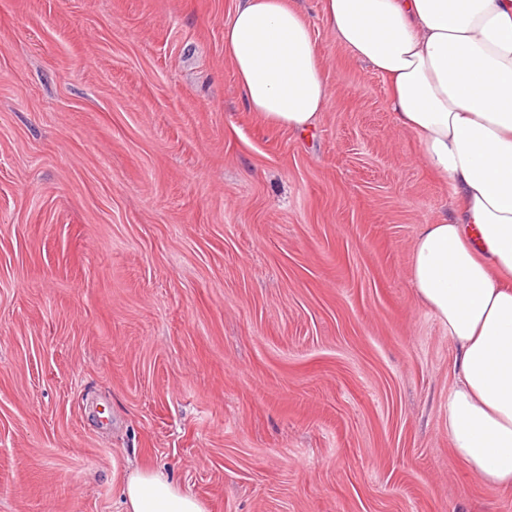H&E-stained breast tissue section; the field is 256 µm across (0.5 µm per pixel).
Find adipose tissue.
<instances>
[{
    "label": "adipose tissue",
    "mask_w": 512,
    "mask_h": 512,
    "mask_svg": "<svg viewBox=\"0 0 512 512\" xmlns=\"http://www.w3.org/2000/svg\"><path fill=\"white\" fill-rule=\"evenodd\" d=\"M336 41L382 75L395 123L456 204L418 232L408 279L458 351L448 437L478 479L512 488V0H321ZM224 53L249 111L313 129L331 102L311 28L287 0H237ZM126 512H206L159 471Z\"/></svg>",
    "instance_id": "ef3b65f1"
}]
</instances>
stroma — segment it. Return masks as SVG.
<instances>
[{
  "label": "stroma",
  "instance_id": "stroma-1",
  "mask_svg": "<svg viewBox=\"0 0 512 512\" xmlns=\"http://www.w3.org/2000/svg\"><path fill=\"white\" fill-rule=\"evenodd\" d=\"M306 17L331 103L249 112L235 0H0V512H512L454 457L457 352L408 281L452 191ZM125 512H206L194 495L164 472L137 471L122 488Z\"/></svg>",
  "mask_w": 512,
  "mask_h": 512
}]
</instances>
